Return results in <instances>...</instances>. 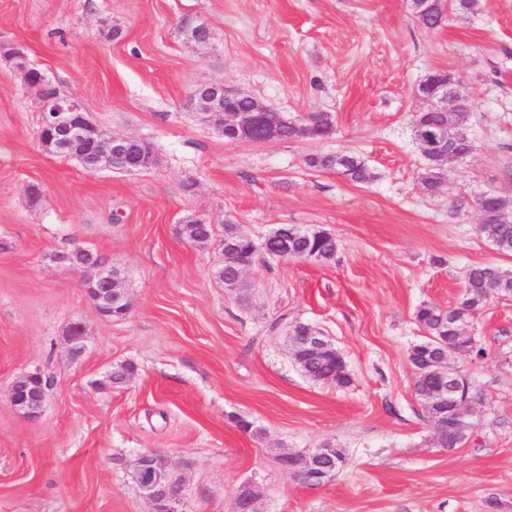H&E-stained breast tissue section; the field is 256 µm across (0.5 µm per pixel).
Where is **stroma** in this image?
<instances>
[{
	"instance_id": "obj_1",
	"label": "stroma",
	"mask_w": 512,
	"mask_h": 512,
	"mask_svg": "<svg viewBox=\"0 0 512 512\" xmlns=\"http://www.w3.org/2000/svg\"><path fill=\"white\" fill-rule=\"evenodd\" d=\"M189 22L210 41L186 43ZM19 44L58 96L105 133L151 142L156 164L89 171L46 151ZM437 71L469 92L476 152L431 192L412 124L414 90ZM214 82L291 116L325 113L333 132L227 141L190 103ZM336 151L373 180L305 162ZM485 192L512 198V0L434 30L407 0H0V512H152L133 478L147 450L181 475L187 512H236L247 484L258 512H512V296L464 325L486 358H450L484 396L458 448L437 447L420 417L409 360L426 338L420 305L455 306L469 266L512 270L477 229ZM190 220L212 239L183 235ZM228 220L257 240L281 224L323 230L336 255L258 254L238 293L218 277ZM77 244L118 270L126 315L100 316L83 271L51 261ZM283 315L332 341L347 385L303 373ZM124 363L134 376L110 385ZM35 371L52 385L30 420L9 392ZM327 446L345 463L322 484L279 465Z\"/></svg>"
}]
</instances>
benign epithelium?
I'll use <instances>...</instances> for the list:
<instances>
[{
    "mask_svg": "<svg viewBox=\"0 0 512 512\" xmlns=\"http://www.w3.org/2000/svg\"><path fill=\"white\" fill-rule=\"evenodd\" d=\"M16 65L23 74L25 85L40 88L48 82L42 71L27 64L26 54H13ZM210 94L200 106L199 115L205 122L216 117L219 126L232 125L239 133L240 141L248 143H268L279 140L280 113L274 107L260 101L239 109L230 102L246 96V93L227 87L224 83L207 85ZM419 101V110L434 108L440 112H464L469 102L465 88L452 76L445 72L429 75L414 91ZM58 113L59 121L54 124L55 131L50 141L61 145V148L73 151L78 147L87 149L92 159L84 162L89 170L98 169L94 156L102 152L112 162V169L133 173L143 169L142 162L129 156L128 145L136 138L127 136L107 135L100 131L86 117L80 102L74 98L60 99L54 104H43V111ZM415 142L420 152L448 160L444 147L445 133L440 126H426L415 129ZM86 268L94 271L87 279V289L94 292L93 304L99 315L109 317L118 306L129 310V301L124 289L118 287V271L107 267L100 257H95ZM452 370L448 361L429 371L430 376L437 379V388L432 391L430 401L433 404L444 403L448 406V417L464 419V412L459 408L458 400L448 380ZM46 378L41 373H25L17 377L10 391L11 404L25 417L35 420L42 412L47 391ZM326 449L319 448L309 452L303 459L288 454L279 458V464L285 474L294 479L303 477L323 481L335 473V468L318 469L312 461L320 458ZM156 452L145 451L138 455L134 465L136 483L146 499L154 505V512H186L184 483L181 479L171 476L170 472H161L153 462Z\"/></svg>",
    "mask_w": 512,
    "mask_h": 512,
    "instance_id": "7a95c632",
    "label": "benign epithelium"
}]
</instances>
